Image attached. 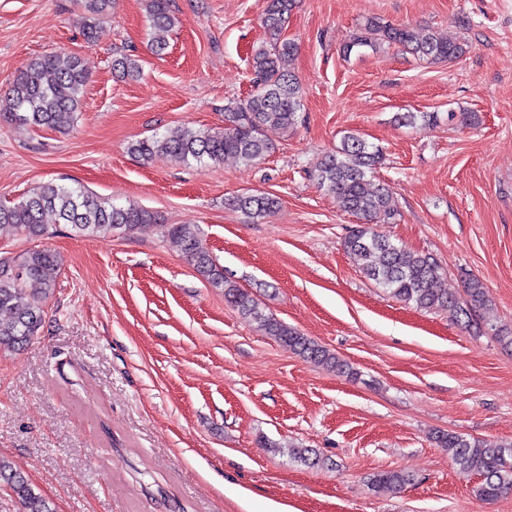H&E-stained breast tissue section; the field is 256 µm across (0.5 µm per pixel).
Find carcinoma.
Listing matches in <instances>:
<instances>
[{"instance_id": "cac0c4a2", "label": "carcinoma", "mask_w": 512, "mask_h": 512, "mask_svg": "<svg viewBox=\"0 0 512 512\" xmlns=\"http://www.w3.org/2000/svg\"><path fill=\"white\" fill-rule=\"evenodd\" d=\"M114 0H85L82 34L92 42L103 19L112 11ZM295 7V0H263L262 23L266 41L251 58L253 89L246 99L224 106V126L184 127L178 132L155 133L133 141L129 150L144 159L163 153L175 162L220 163L234 157L245 165L264 158L272 149L265 136L269 128L284 132L297 126L302 110V87L290 65L296 44L282 38L284 23ZM151 30V50L162 54L167 36L178 19L170 0H146ZM399 45L418 58L453 61L466 52V44L453 36L444 37L431 29L412 25H392L369 19L351 36L343 54L384 45ZM113 69L132 79L142 75V65L132 55L114 59ZM89 72L82 57L73 55L64 66L57 55L45 53L34 58L28 69L0 96V120L35 129L57 132L72 130L78 119ZM382 150L348 133L332 152L324 154L314 167L319 186L336 198L345 212L364 219L392 221L398 209L392 192L374 182V170L381 164ZM231 206L249 222L257 223L279 207L278 198L265 192L242 195ZM67 227L71 236L95 235L102 238L114 232L129 233L142 224H158L152 211L134 204L118 206L82 186L44 182L12 205L0 204V227L37 238L48 234L46 217ZM163 232L181 247L185 261L211 287L224 292V301L240 316L259 324L285 348L304 360L349 377L355 370L336 353L301 334L297 329L265 313L260 304L236 282L224 276L204 247L196 224H164ZM344 248L360 262L364 275L401 303L422 310L446 309L453 320L476 335L484 333L477 321L491 303L487 288L474 275L462 276L463 296L434 288L440 266L428 254L408 249L378 235L369 224H359L344 239ZM61 275V260L54 251L28 250L17 257L0 258V350L18 351L38 336L45 322V302ZM40 285L38 293L28 291L27 283ZM433 440L448 451L458 471L477 475L476 496L492 502L512 492V442L472 438L462 433L437 431ZM289 457L306 465L321 463L311 448L291 447ZM412 481L404 470L378 473L372 480L377 489L400 490ZM0 485L20 501L24 512H57L53 501L37 492L23 472L0 458Z\"/></svg>"}]
</instances>
